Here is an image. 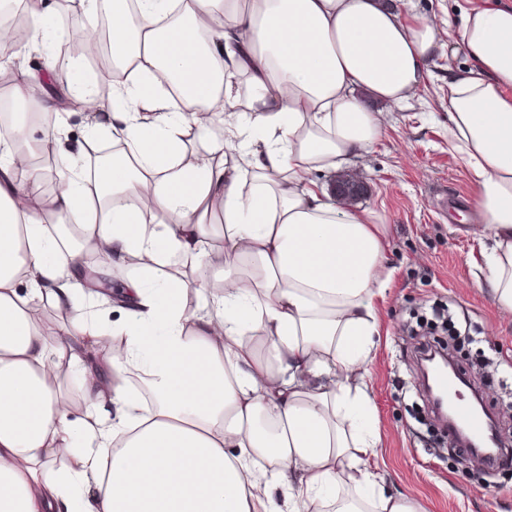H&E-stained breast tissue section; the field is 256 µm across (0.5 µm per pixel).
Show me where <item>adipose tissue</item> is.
I'll list each match as a JSON object with an SVG mask.
<instances>
[{"label":"adipose tissue","mask_w":512,"mask_h":512,"mask_svg":"<svg viewBox=\"0 0 512 512\" xmlns=\"http://www.w3.org/2000/svg\"><path fill=\"white\" fill-rule=\"evenodd\" d=\"M137 3L77 0L111 15L113 61L137 63L111 103L56 89L44 29L39 62L13 71L41 137L0 134V512H277L275 488L286 512H417L365 465L388 226L311 176L369 152L455 45L470 66L448 78V132L471 174L490 295L512 314V7L478 0L443 35L393 0ZM64 98L123 150L93 175L71 159L48 196L33 159L67 154ZM198 112L222 118L223 139ZM190 126L203 156L186 151ZM178 263L202 298L191 310ZM108 281L125 320L104 350L79 294ZM39 304L71 311L72 327L48 337ZM73 371L79 421L60 384Z\"/></svg>","instance_id":"ef3b65f1"}]
</instances>
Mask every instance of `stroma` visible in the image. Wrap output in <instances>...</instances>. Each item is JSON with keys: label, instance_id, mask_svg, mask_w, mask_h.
Listing matches in <instances>:
<instances>
[{"label": "stroma", "instance_id": "obj_1", "mask_svg": "<svg viewBox=\"0 0 512 512\" xmlns=\"http://www.w3.org/2000/svg\"><path fill=\"white\" fill-rule=\"evenodd\" d=\"M474 2L403 5L444 30ZM468 66L460 52L439 61L417 96L389 114L374 147L348 166L367 187L360 207L389 226L393 270L377 301L379 334L365 373L380 434L366 462L389 494L417 512H512V469L466 465L459 448L439 443V423L418 377L420 348L436 335L412 328L421 315L433 319L443 311L453 318L482 364L467 370L463 393L482 395L512 441V314L502 313L477 282L482 225L469 172L448 143V74Z\"/></svg>", "mask_w": 512, "mask_h": 512}]
</instances>
